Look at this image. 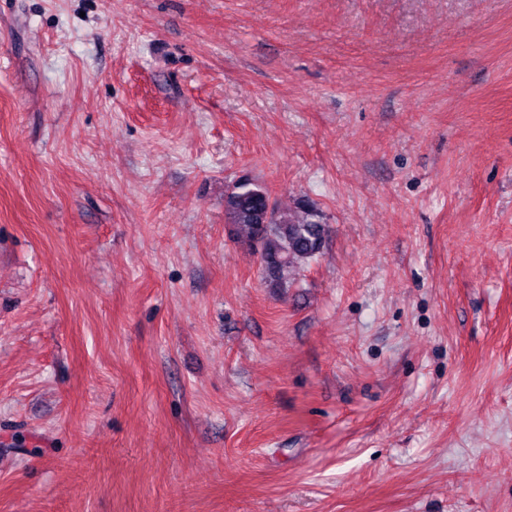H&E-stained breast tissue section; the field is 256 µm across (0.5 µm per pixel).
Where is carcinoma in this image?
Segmentation results:
<instances>
[{
	"mask_svg": "<svg viewBox=\"0 0 512 512\" xmlns=\"http://www.w3.org/2000/svg\"><path fill=\"white\" fill-rule=\"evenodd\" d=\"M268 200L262 185L234 183L224 193V219L237 240L259 252L265 282L273 288H288L304 266L322 253L330 228L318 206L304 197L274 208L269 221Z\"/></svg>",
	"mask_w": 512,
	"mask_h": 512,
	"instance_id": "obj_1",
	"label": "carcinoma"
}]
</instances>
